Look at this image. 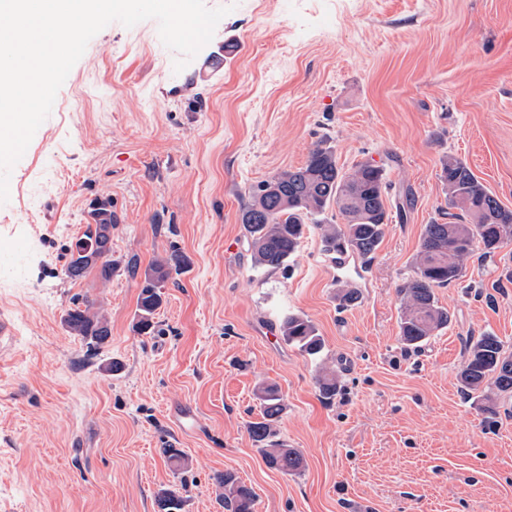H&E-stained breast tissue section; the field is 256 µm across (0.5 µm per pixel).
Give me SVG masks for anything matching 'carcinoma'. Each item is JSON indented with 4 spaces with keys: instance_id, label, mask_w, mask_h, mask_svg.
<instances>
[{
    "instance_id": "cac0c4a2",
    "label": "carcinoma",
    "mask_w": 512,
    "mask_h": 512,
    "mask_svg": "<svg viewBox=\"0 0 512 512\" xmlns=\"http://www.w3.org/2000/svg\"><path fill=\"white\" fill-rule=\"evenodd\" d=\"M441 180L448 210L442 212L443 220L424 225L414 274L399 288L400 340L413 349L448 326L450 315L439 305L436 289L458 281L465 262L478 247H483L484 256L491 257L512 243V209L504 206L467 164L453 155L444 157ZM388 189L385 165L367 160L346 169L339 165L336 151L327 141L318 142L303 166L285 170L249 190L239 221L252 248L254 268L269 271L286 267L308 224L322 230L329 253H375L389 224ZM95 210L104 218L86 224L81 239L92 242L97 258L91 259L81 248L70 254L65 274L74 282L93 272L104 281L112 278L111 205L100 201ZM332 210L342 223L327 221ZM180 269L181 258L173 253L145 271L137 301L140 332L147 333L154 327L153 319L163 302L164 282ZM61 322L70 335L85 342V356L90 359L98 356L112 337L105 314L94 310L87 299L73 302ZM280 331L288 343L310 357L319 356L324 349V340L314 324L298 314L285 315ZM458 379L463 391L480 399L493 415L494 398L512 394V352L505 350L498 337L480 336L468 344ZM318 385L327 400L335 398L340 390L331 372L320 374ZM257 398L259 418L249 422L248 431L261 445L266 465L283 474L302 471L300 453L276 439V423L284 410L280 389L263 383L257 388ZM219 484L224 488L219 501L225 512H253L252 488L231 472L220 476ZM156 504L158 512H182L183 499L179 490L162 488Z\"/></svg>"
}]
</instances>
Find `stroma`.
I'll return each mask as SVG.
<instances>
[{
  "instance_id": "obj_1",
  "label": "stroma",
  "mask_w": 512,
  "mask_h": 512,
  "mask_svg": "<svg viewBox=\"0 0 512 512\" xmlns=\"http://www.w3.org/2000/svg\"><path fill=\"white\" fill-rule=\"evenodd\" d=\"M279 2L205 0L232 10L179 72L156 21L110 23L13 167L0 205V319L13 327L0 341V512H158L157 492L181 482L183 512H223L227 471L252 486L254 512H512V397L490 420L458 382L470 340L490 333L512 351V245L437 289L450 322L421 348L400 341L398 295L446 206L444 156L512 208V0ZM321 140L344 168L386 164L383 241L340 271L311 225L286 268L256 271L238 221L248 189L303 166ZM101 199L112 278L70 281L67 253ZM174 251L185 264L154 333H139L142 273ZM343 280L355 305L340 304ZM76 296L110 321L92 360L61 322ZM289 312L316 326L320 359L284 340ZM323 369L342 386L329 402ZM264 382L284 396L279 437L302 453L300 474L270 469L249 435Z\"/></svg>"
}]
</instances>
